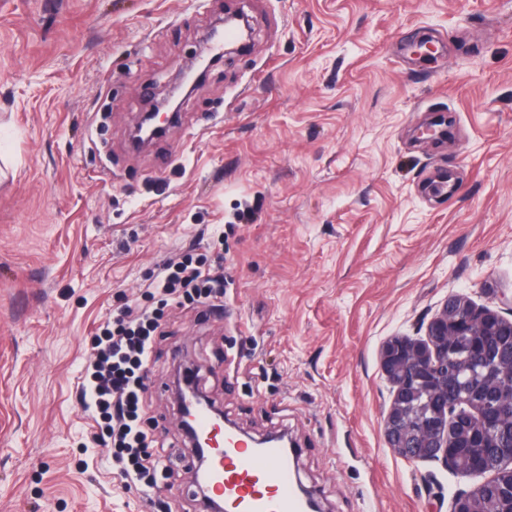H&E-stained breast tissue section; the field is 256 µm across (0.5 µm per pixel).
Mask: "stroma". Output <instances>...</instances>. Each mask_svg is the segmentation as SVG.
<instances>
[{"mask_svg":"<svg viewBox=\"0 0 512 512\" xmlns=\"http://www.w3.org/2000/svg\"><path fill=\"white\" fill-rule=\"evenodd\" d=\"M238 12L249 48L133 150ZM437 112L451 141L415 139ZM189 250L223 264L224 308H166L156 339L143 420L173 512H199L183 359L244 431L288 428L326 512H450L482 478L390 448L380 354L451 295L512 311V0H0V512H156L75 391L96 328ZM203 72L196 75L194 78L189 74H184L182 81L178 86H174L165 93L164 97L152 105V107L145 112L134 130V137L140 143L148 142L157 133L162 132L164 125L170 121V116L166 112H176L178 103H176L175 93L176 90L184 83L191 81L190 88L201 78ZM161 110H165L161 113Z\"/></svg>","mask_w":512,"mask_h":512,"instance_id":"obj_1","label":"stroma"}]
</instances>
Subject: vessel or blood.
I'll use <instances>...</instances> for the list:
<instances>
[{"label": "vessel or blood", "instance_id": "vessel-or-blood-1", "mask_svg": "<svg viewBox=\"0 0 512 512\" xmlns=\"http://www.w3.org/2000/svg\"><path fill=\"white\" fill-rule=\"evenodd\" d=\"M295 482L294 466L282 448H249L227 434L212 451L210 485L231 512H305Z\"/></svg>", "mask_w": 512, "mask_h": 512}]
</instances>
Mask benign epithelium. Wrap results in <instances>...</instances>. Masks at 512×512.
Returning <instances> with one entry per match:
<instances>
[{
	"label": "benign epithelium",
	"mask_w": 512,
	"mask_h": 512,
	"mask_svg": "<svg viewBox=\"0 0 512 512\" xmlns=\"http://www.w3.org/2000/svg\"><path fill=\"white\" fill-rule=\"evenodd\" d=\"M176 88L145 112L134 130L145 143L164 129L178 108ZM448 115L439 113L420 135L447 138ZM392 387L384 430L389 446L409 461L440 463L459 478L479 473V461L494 454L507 467L472 490L452 493V512H512V318L451 295L428 323L426 339L397 336L381 350ZM180 426L199 462L206 441L196 434V409L207 404L189 374L174 384Z\"/></svg>",
	"instance_id": "1"
}]
</instances>
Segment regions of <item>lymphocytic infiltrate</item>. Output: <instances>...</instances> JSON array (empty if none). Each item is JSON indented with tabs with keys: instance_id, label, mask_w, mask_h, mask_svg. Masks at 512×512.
<instances>
[{
	"instance_id": "f902f5d3",
	"label": "lymphocytic infiltrate",
	"mask_w": 512,
	"mask_h": 512,
	"mask_svg": "<svg viewBox=\"0 0 512 512\" xmlns=\"http://www.w3.org/2000/svg\"><path fill=\"white\" fill-rule=\"evenodd\" d=\"M151 287L163 300L178 304L201 298L220 301L224 270L186 256L164 264ZM162 316L158 308L126 305L110 329L94 336L95 355L76 387L83 411L97 426L94 443L114 449L124 487L148 495L159 491L157 473L163 462L156 439L142 425L140 405L153 334Z\"/></svg>"
}]
</instances>
